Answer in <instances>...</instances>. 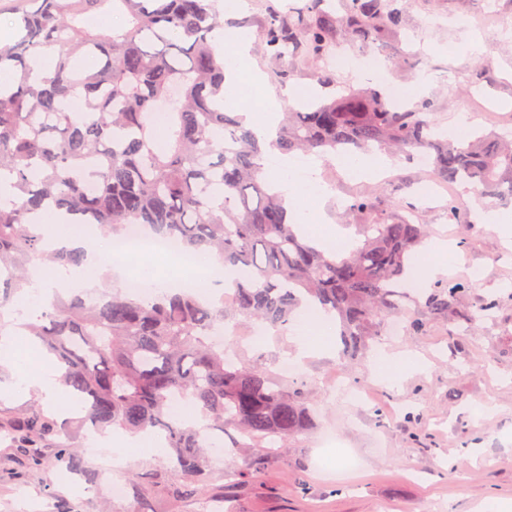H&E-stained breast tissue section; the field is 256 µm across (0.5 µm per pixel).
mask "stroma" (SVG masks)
I'll use <instances>...</instances> for the list:
<instances>
[{
    "mask_svg": "<svg viewBox=\"0 0 512 512\" xmlns=\"http://www.w3.org/2000/svg\"><path fill=\"white\" fill-rule=\"evenodd\" d=\"M246 2L241 15L255 37L249 59L264 76L246 93L250 102L274 100L289 108L290 86L277 77L282 65L295 71L294 85L313 89L323 64L302 54L284 63L271 59L258 39L268 0ZM492 3L512 16V0H405L396 37L368 44L337 41L336 54L352 61L335 70L337 90L362 87L353 61L370 51L386 69V85L400 91L421 74L434 76L425 98L442 127L454 128L469 111L483 113L484 128L512 126V30L487 14ZM467 29L479 35L481 53H460ZM476 66L484 72L479 81L472 78ZM320 161L321 180L337 187L325 204L333 223L357 234L359 219L348 207L359 195L374 197L387 213L415 206L429 226V240L452 248V278L469 280L474 297L504 296L501 310L476 321L474 335L464 338L446 323L431 324L420 335L405 328L380 336L357 361L343 355L335 330L306 335L311 354L301 375L317 425L289 439L282 458L253 481L224 480L225 465H245L229 448L223 462L212 465L215 479L207 498L182 501L172 497L175 479L157 454L132 450L116 468L106 453L79 448L96 475L90 484L57 464L51 449H41V463L34 466L27 454L1 442L0 512H128L129 499H112L109 490L134 473L151 512H379L383 505L390 512H479L484 501H512V246L481 223L473 226L475 244L461 246L460 226L443 215L445 198L423 195L431 174L415 164L396 159L387 177L359 179L338 170L328 156ZM234 325L233 347L244 363L273 370L279 360L293 357L295 330L258 336L244 320ZM385 351L405 357L393 383L373 369ZM339 372L348 380L341 393L330 386Z\"/></svg>",
    "mask_w": 512,
    "mask_h": 512,
    "instance_id": "stroma-1",
    "label": "stroma"
}]
</instances>
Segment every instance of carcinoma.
I'll return each mask as SVG.
<instances>
[{"label": "carcinoma", "instance_id": "cac0c4a2", "mask_svg": "<svg viewBox=\"0 0 512 512\" xmlns=\"http://www.w3.org/2000/svg\"><path fill=\"white\" fill-rule=\"evenodd\" d=\"M326 2L304 0L286 14L269 5L266 52L283 59L302 51L320 61L339 36L370 42L401 24V0H349L342 17ZM30 3L35 9L16 17L11 40L0 45V68L15 73L0 85V333L5 309L30 284L28 264L83 262L79 252L48 248L32 224L40 210L78 215L114 235L149 225L188 251L215 253L238 277L218 306L170 291L54 296L24 328L60 369L76 416L59 423L34 403L0 419V433L16 447L52 448L58 463L76 470L88 425L159 434L163 464L179 480L175 492L190 497L207 488V449L224 437L248 460L235 478L247 479L316 425L301 379L244 364L213 338L225 321L241 316L286 331L301 306L320 308L338 320L344 352L357 357L382 335L385 318L401 316L417 334L441 321L466 332L500 309L491 295L472 311L463 281H438L423 299L403 303L410 257L427 233L414 210L359 225L362 240L346 253L321 250L286 223L283 200L263 176L264 149L238 113L224 110V59L213 32L243 23L221 17L216 0ZM107 8L125 18L122 29L78 25ZM47 52L52 75L32 77L31 62ZM73 99L77 112L68 107ZM163 106L164 145L150 121ZM433 111L429 102L400 111L377 90L355 89L284 113L276 144L331 155L424 149L435 180L468 182L484 197L512 193V140L483 132L456 144ZM376 207L358 197L350 211L370 217ZM446 209L454 223H473L463 201L453 197ZM177 396L203 424L169 416Z\"/></svg>", "mask_w": 512, "mask_h": 512}]
</instances>
